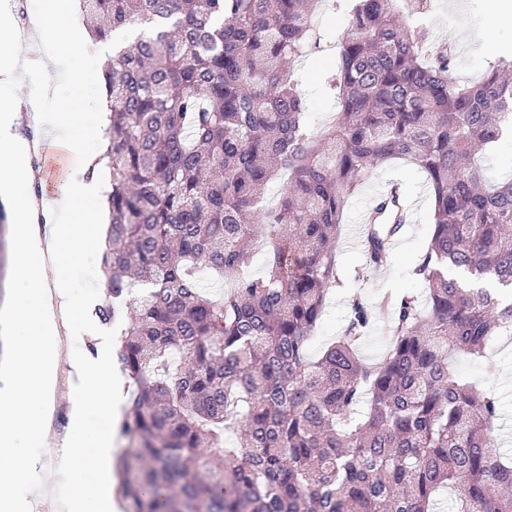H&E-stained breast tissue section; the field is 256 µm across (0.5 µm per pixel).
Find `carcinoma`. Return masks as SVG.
<instances>
[{"label": "carcinoma", "instance_id": "1", "mask_svg": "<svg viewBox=\"0 0 512 512\" xmlns=\"http://www.w3.org/2000/svg\"><path fill=\"white\" fill-rule=\"evenodd\" d=\"M319 2L81 0L95 38L134 31L103 71L111 221L95 310L109 324L131 304L112 351L129 380L123 512H434L445 487L454 512H512L498 394L451 367L512 334V177L479 163L512 134V61L461 84L452 46L422 50L430 0H353L338 112L315 136L291 66L321 47ZM395 159L430 192L426 306L387 298L390 340L366 360L375 317L355 299L315 358L345 202ZM401 229L367 228L370 262ZM258 241L266 268L246 277ZM204 271L231 288L210 298Z\"/></svg>", "mask_w": 512, "mask_h": 512}]
</instances>
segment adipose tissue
I'll use <instances>...</instances> for the list:
<instances>
[{
	"instance_id": "adipose-tissue-1",
	"label": "adipose tissue",
	"mask_w": 512,
	"mask_h": 512,
	"mask_svg": "<svg viewBox=\"0 0 512 512\" xmlns=\"http://www.w3.org/2000/svg\"><path fill=\"white\" fill-rule=\"evenodd\" d=\"M75 2L46 0L33 29L45 52L34 59L19 55L14 16L0 10V202L15 218L13 271L20 285L13 304L14 357L6 374L0 375V512H35L36 494L46 491L36 480L38 457L14 445L13 438L20 433L34 447L49 449L60 472L69 477L73 494L53 512H120L109 488L114 436L86 422L90 413L112 408L108 348L93 356L69 350L70 367L83 395L72 406L65 437L54 445L48 441L60 330L82 314L81 307L70 303V283L58 269L77 251L93 253L104 244L105 196L95 177L104 148L96 144L92 127L80 113H32L38 129L54 134L56 149L78 157L46 202L39 226L29 192L33 176L27 159L32 145L18 132L19 115L27 105L19 91L23 69L40 71L47 89H83L70 61L85 39L75 20Z\"/></svg>"
}]
</instances>
